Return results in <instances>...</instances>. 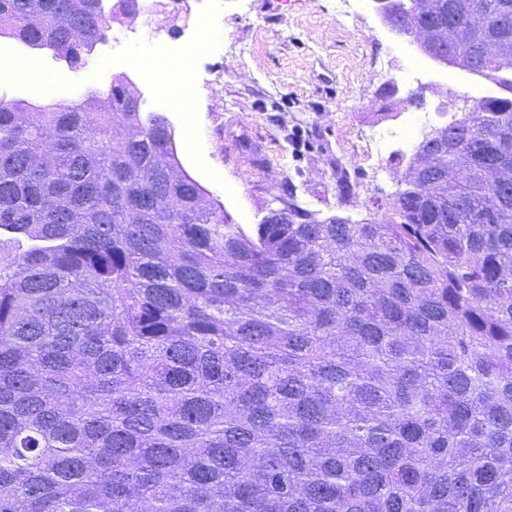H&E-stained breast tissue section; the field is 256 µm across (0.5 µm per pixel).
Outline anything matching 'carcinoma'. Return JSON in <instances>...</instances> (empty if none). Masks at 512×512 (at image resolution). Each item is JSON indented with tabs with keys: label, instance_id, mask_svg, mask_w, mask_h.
I'll list each match as a JSON object with an SVG mask.
<instances>
[{
	"label": "carcinoma",
	"instance_id": "carcinoma-1",
	"mask_svg": "<svg viewBox=\"0 0 512 512\" xmlns=\"http://www.w3.org/2000/svg\"><path fill=\"white\" fill-rule=\"evenodd\" d=\"M0 0L78 66L98 0ZM401 0L467 27L512 0ZM483 32L450 47L480 75ZM418 144L382 219L204 203L115 80L0 99V512H512V98Z\"/></svg>",
	"mask_w": 512,
	"mask_h": 512
}]
</instances>
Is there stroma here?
<instances>
[{"label":"stroma","instance_id":"1","mask_svg":"<svg viewBox=\"0 0 512 512\" xmlns=\"http://www.w3.org/2000/svg\"><path fill=\"white\" fill-rule=\"evenodd\" d=\"M196 10L213 17L216 45L197 64L195 110L167 118L182 167L243 227L290 192L322 217L381 218L400 188L401 158L473 104L469 74L453 88L433 76L406 80L407 56L421 51L366 0H196ZM51 66L74 99L87 68L103 67L108 84L127 74L125 62L101 65L96 50L81 66ZM243 132L262 141L261 165L235 147ZM341 175L353 187L344 199Z\"/></svg>","mask_w":512,"mask_h":512}]
</instances>
